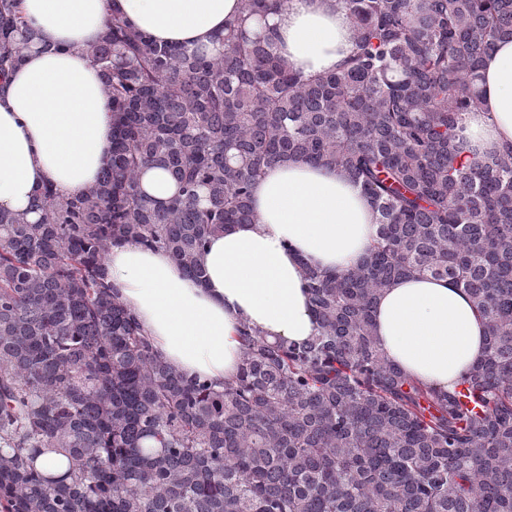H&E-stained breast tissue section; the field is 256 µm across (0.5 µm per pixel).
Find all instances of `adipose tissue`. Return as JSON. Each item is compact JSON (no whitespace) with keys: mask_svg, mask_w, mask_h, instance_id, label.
Listing matches in <instances>:
<instances>
[{"mask_svg":"<svg viewBox=\"0 0 512 512\" xmlns=\"http://www.w3.org/2000/svg\"><path fill=\"white\" fill-rule=\"evenodd\" d=\"M38 41L0 84V210L26 214L36 191L77 194L112 157V114L97 69L85 52L112 13L160 43L211 44L238 0H22ZM280 53L303 73L335 70L352 32L340 0H286L267 16ZM483 101L466 133L486 147H512V39L481 69ZM256 218L211 236L204 271L187 273L164 250L135 242L113 246L107 281L150 336L160 358L188 379L217 384L235 377L238 330L303 344L318 333L304 287L305 268L355 266L378 214L341 168L288 160L252 188ZM486 321L452 283L426 276L395 281L377 297L374 336L387 359L423 384L454 391L484 356Z\"/></svg>","mask_w":512,"mask_h":512,"instance_id":"1","label":"adipose tissue"}]
</instances>
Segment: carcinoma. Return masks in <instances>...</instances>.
Listing matches in <instances>:
<instances>
[{
	"instance_id": "carcinoma-1",
	"label": "carcinoma",
	"mask_w": 512,
	"mask_h": 512,
	"mask_svg": "<svg viewBox=\"0 0 512 512\" xmlns=\"http://www.w3.org/2000/svg\"><path fill=\"white\" fill-rule=\"evenodd\" d=\"M0 0V81L37 34ZM284 0H240L218 49L160 44L112 16L88 55L110 101L112 158L85 192L44 188L36 222L0 210V512H512V149L463 119L512 0H343L354 50L306 77L263 26ZM288 159L336 166L379 214L360 264L308 268L320 333L239 329L237 377L186 379L107 279L113 245L203 274L208 238L254 218L251 189ZM178 193L156 204L144 169ZM464 289L483 359L445 393L373 334L401 277ZM51 451L66 471L44 475Z\"/></svg>"
}]
</instances>
